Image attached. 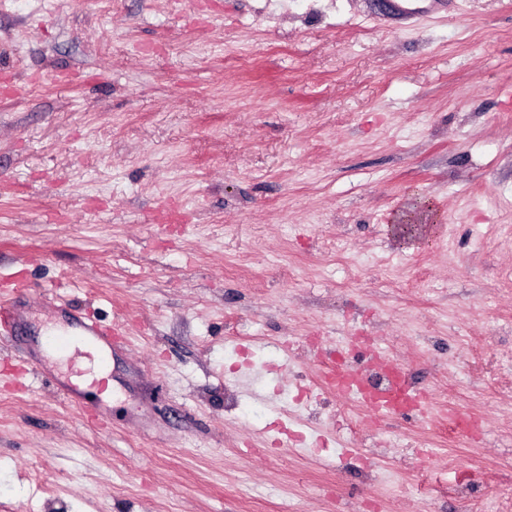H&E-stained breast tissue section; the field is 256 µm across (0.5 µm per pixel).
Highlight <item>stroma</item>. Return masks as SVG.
I'll list each match as a JSON object with an SVG mask.
<instances>
[{"label":"stroma","instance_id":"35a3bbf8","mask_svg":"<svg viewBox=\"0 0 512 512\" xmlns=\"http://www.w3.org/2000/svg\"><path fill=\"white\" fill-rule=\"evenodd\" d=\"M381 2L0 0V512H512V0ZM68 307L123 327L110 424L15 372ZM345 338L432 420L322 391ZM1 288H9L10 297L0 295V338L16 336L19 330V313L17 301L20 293L26 288L25 281L18 274L7 281L1 278Z\"/></svg>","mask_w":512,"mask_h":512}]
</instances>
